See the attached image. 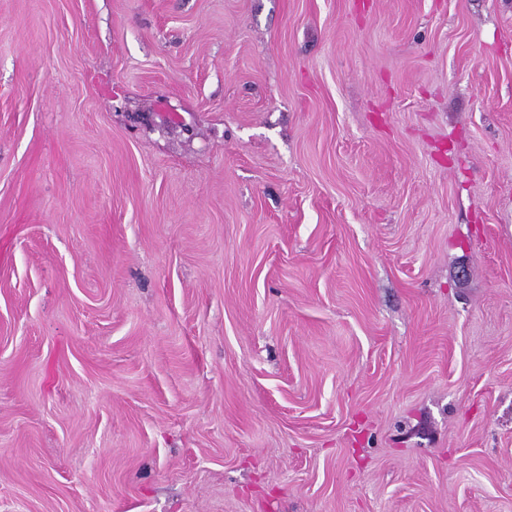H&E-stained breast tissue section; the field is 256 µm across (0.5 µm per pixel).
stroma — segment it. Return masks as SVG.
Instances as JSON below:
<instances>
[{
    "mask_svg": "<svg viewBox=\"0 0 512 512\" xmlns=\"http://www.w3.org/2000/svg\"><path fill=\"white\" fill-rule=\"evenodd\" d=\"M0 512H512V0H0Z\"/></svg>",
    "mask_w": 512,
    "mask_h": 512,
    "instance_id": "1",
    "label": "stroma"
}]
</instances>
